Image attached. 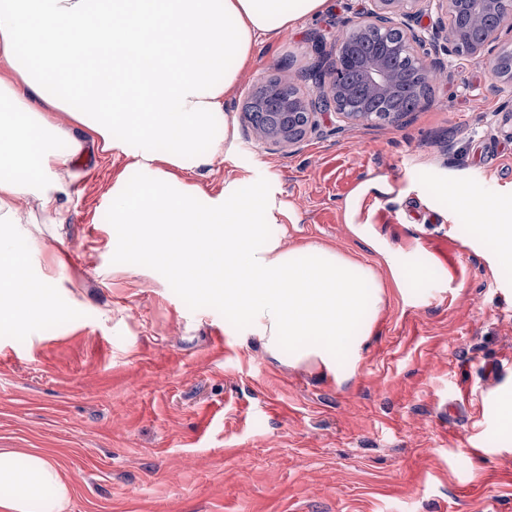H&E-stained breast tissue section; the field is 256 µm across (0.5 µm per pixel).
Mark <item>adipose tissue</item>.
Listing matches in <instances>:
<instances>
[{
    "label": "adipose tissue",
    "mask_w": 512,
    "mask_h": 512,
    "mask_svg": "<svg viewBox=\"0 0 512 512\" xmlns=\"http://www.w3.org/2000/svg\"><path fill=\"white\" fill-rule=\"evenodd\" d=\"M327 0H0V303L38 325L59 308L54 289L19 285L24 250L14 227L34 216L14 202L33 196L56 223L71 199L72 164L86 145L131 157L137 182L117 176L106 192L126 268L164 270L171 282L247 314L244 333L277 361L314 364L350 379L377 323L383 285L372 266L317 241L292 245L280 211L239 182H198L237 138L226 103L257 47ZM27 55L19 78L14 61ZM66 113L65 136L43 108ZM461 205L481 212L487 237L512 261V217L466 187ZM294 345L285 354V345ZM70 488L40 453L0 450V512H65Z\"/></svg>",
    "instance_id": "adipose-tissue-1"
}]
</instances>
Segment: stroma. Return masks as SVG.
<instances>
[{
	"label": "stroma",
	"mask_w": 512,
	"mask_h": 512,
	"mask_svg": "<svg viewBox=\"0 0 512 512\" xmlns=\"http://www.w3.org/2000/svg\"><path fill=\"white\" fill-rule=\"evenodd\" d=\"M366 4L329 0L258 47L226 104L237 138L200 178L262 187L289 243L321 241L385 281L349 382L275 361L243 314L123 268L105 193L135 173L124 154L87 150L62 223L19 226L36 242L33 284L60 308L34 328L0 324V448L50 457L67 512H512L496 406L512 396V266L453 193L512 209V90L488 61L458 59L393 123L322 115L289 150L246 129L260 82L315 92L314 37L333 41ZM375 240L428 278L398 292Z\"/></svg>",
	"instance_id": "35a3bbf8"
}]
</instances>
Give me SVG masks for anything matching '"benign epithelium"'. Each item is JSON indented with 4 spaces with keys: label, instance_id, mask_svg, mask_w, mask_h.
Masks as SVG:
<instances>
[{
    "label": "benign epithelium",
    "instance_id": "1",
    "mask_svg": "<svg viewBox=\"0 0 512 512\" xmlns=\"http://www.w3.org/2000/svg\"><path fill=\"white\" fill-rule=\"evenodd\" d=\"M489 15L512 17V0H369L360 19L350 22L334 54H321L316 71L321 73L317 91L306 95L289 81L271 79L259 91L279 100L282 111L274 112L264 125H252V136L260 144L290 148L318 126V115L336 114L349 125L392 123L397 112H367L356 104L345 75L344 49L354 34L378 32L405 53L420 74L427 78L447 70L453 60L479 59L495 39L501 24L488 28L479 42L468 39L470 28ZM358 65L364 84L374 97L389 103L405 87V76L394 70L386 57L361 60ZM491 71L503 85L512 88V49L503 51Z\"/></svg>",
    "mask_w": 512,
    "mask_h": 512
}]
</instances>
